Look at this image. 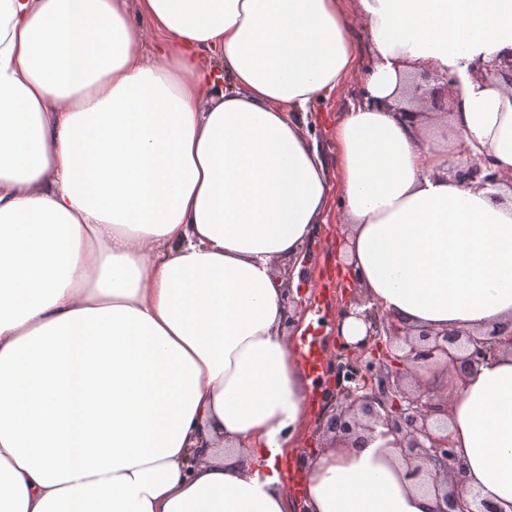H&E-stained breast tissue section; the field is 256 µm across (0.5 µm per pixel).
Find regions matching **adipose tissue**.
Here are the masks:
<instances>
[{"mask_svg":"<svg viewBox=\"0 0 512 512\" xmlns=\"http://www.w3.org/2000/svg\"><path fill=\"white\" fill-rule=\"evenodd\" d=\"M356 2L372 63L336 142L358 282L408 326L512 321V87L479 75L512 55V0ZM139 11L152 64L125 0H0V512H289L311 381L277 268L331 191L304 112L358 47L342 0ZM422 70L458 78L453 111L421 114ZM462 143L497 188L450 174ZM447 409L464 486L512 512V353ZM387 443L310 457L306 512H436Z\"/></svg>","mask_w":512,"mask_h":512,"instance_id":"obj_1","label":"adipose tissue"}]
</instances>
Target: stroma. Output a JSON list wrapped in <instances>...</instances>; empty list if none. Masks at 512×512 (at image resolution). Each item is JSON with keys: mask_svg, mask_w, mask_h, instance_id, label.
<instances>
[{"mask_svg": "<svg viewBox=\"0 0 512 512\" xmlns=\"http://www.w3.org/2000/svg\"><path fill=\"white\" fill-rule=\"evenodd\" d=\"M360 91L359 76L347 79L327 98L311 104L303 127L306 137L319 147L332 188L318 237L306 249L308 275L299 282L310 318L308 333L314 337H325L335 331L336 311L354 292L347 274L336 127L351 104L356 102Z\"/></svg>", "mask_w": 512, "mask_h": 512, "instance_id": "obj_1", "label": "stroma"}]
</instances>
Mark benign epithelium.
<instances>
[{"label": "benign epithelium", "mask_w": 512, "mask_h": 512, "mask_svg": "<svg viewBox=\"0 0 512 512\" xmlns=\"http://www.w3.org/2000/svg\"><path fill=\"white\" fill-rule=\"evenodd\" d=\"M482 71L512 86L511 56L491 59ZM457 84L454 76L426 72L413 92L418 101L436 104L443 91ZM452 172L464 185L486 188L501 181L488 161L470 156L463 145ZM365 303L354 296L340 310L342 318L354 314L363 319L368 332L355 345L337 347L327 376L340 403H331L320 413L318 429L338 444L357 445L364 443L361 431L383 427L408 463L405 478L435 492L437 512H503L496 502L478 492L467 493L460 485L463 462L444 422L447 409L432 395L446 390L447 383L427 374L439 368L443 375L460 380L501 353L511 352L512 322L476 333L460 329L413 333L375 307L357 311Z\"/></svg>", "instance_id": "benign-epithelium-1"}]
</instances>
